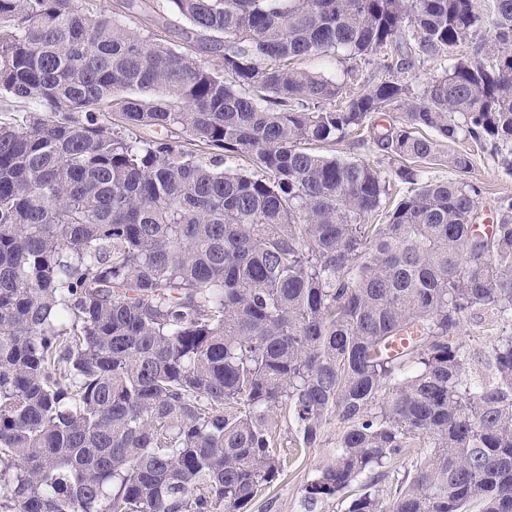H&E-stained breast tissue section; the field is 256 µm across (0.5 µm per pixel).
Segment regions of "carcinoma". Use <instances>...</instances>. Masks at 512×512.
I'll list each match as a JSON object with an SVG mask.
<instances>
[{"mask_svg": "<svg viewBox=\"0 0 512 512\" xmlns=\"http://www.w3.org/2000/svg\"><path fill=\"white\" fill-rule=\"evenodd\" d=\"M166 2L180 49L143 0H0V97L38 105L0 121V512H251L330 424L311 508L512 512V199L480 234L477 188L420 168L470 172L466 140L512 171V0ZM339 49L385 79L296 66ZM387 113L421 186L366 224L388 179L311 145ZM173 126L212 156L132 136ZM156 12H139L132 14L130 27L143 33L149 31L157 32L166 37L169 44L174 48H181L183 41L181 40V30L187 28L182 20L173 16L163 0H151ZM451 57L447 56H435L429 57L426 55L418 56L415 60L414 68L405 73L406 82L410 85L411 93H415L417 95L426 81L441 73L445 68H448L451 64V60H447Z\"/></svg>", "mask_w": 512, "mask_h": 512, "instance_id": "obj_1", "label": "carcinoma"}]
</instances>
